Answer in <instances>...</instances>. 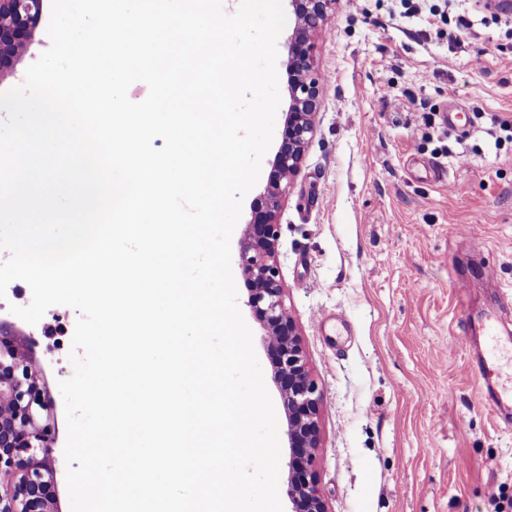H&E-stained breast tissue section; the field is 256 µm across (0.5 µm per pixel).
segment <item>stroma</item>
<instances>
[{
	"instance_id": "stroma-1",
	"label": "stroma",
	"mask_w": 512,
	"mask_h": 512,
	"mask_svg": "<svg viewBox=\"0 0 512 512\" xmlns=\"http://www.w3.org/2000/svg\"><path fill=\"white\" fill-rule=\"evenodd\" d=\"M431 2L407 17L399 0H339L315 37L316 133L276 214L285 305L323 393L315 469L331 512H512V412L487 401L505 381L479 371L512 361V7ZM8 306L0 325L55 407L47 465L70 512L58 383L72 366L53 340L78 313L30 325Z\"/></svg>"
}]
</instances>
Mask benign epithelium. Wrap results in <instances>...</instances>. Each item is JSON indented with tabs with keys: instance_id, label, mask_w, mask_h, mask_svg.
<instances>
[{
	"instance_id": "7a95c632",
	"label": "benign epithelium",
	"mask_w": 512,
	"mask_h": 512,
	"mask_svg": "<svg viewBox=\"0 0 512 512\" xmlns=\"http://www.w3.org/2000/svg\"><path fill=\"white\" fill-rule=\"evenodd\" d=\"M45 0H0V77L11 71L39 27ZM338 0H290L296 23L287 43L289 107L282 141L262 202L245 227L239 267L249 283L246 305L266 330L265 348L286 418L291 512H328L315 470L323 395L311 378L300 334L283 300L274 264L279 240L275 211L296 177L315 134L323 76L313 36ZM51 404L34 366L0 334V512H54L55 485L45 461L52 451Z\"/></svg>"
}]
</instances>
